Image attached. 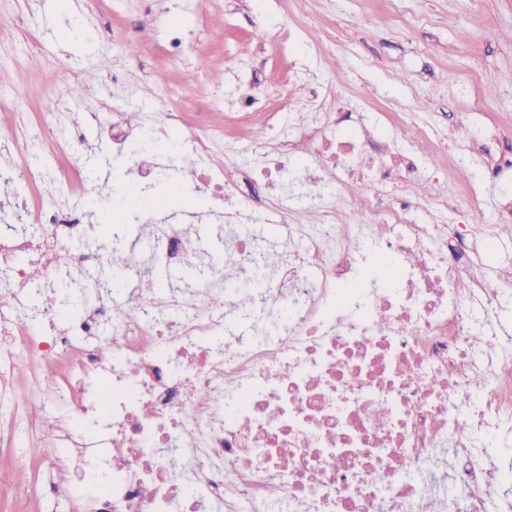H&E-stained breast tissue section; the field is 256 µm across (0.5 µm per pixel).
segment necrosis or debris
<instances>
[{
  "instance_id": "necrosis-or-debris-1",
  "label": "necrosis or debris",
  "mask_w": 512,
  "mask_h": 512,
  "mask_svg": "<svg viewBox=\"0 0 512 512\" xmlns=\"http://www.w3.org/2000/svg\"><path fill=\"white\" fill-rule=\"evenodd\" d=\"M68 106L61 95L40 118L16 113L0 138L1 160L18 145L55 158L15 176L20 226L0 237V354L22 373L29 405L54 398L72 425L106 419L98 437L63 436L61 453L37 463L57 473L73 512H487L503 473L482 443L512 422V353L492 327L512 287L472 272L468 241L486 251L495 239L477 222L478 197L406 196L417 158L383 150L362 107L340 105L313 123L297 113L323 161L304 177L364 191L304 224L268 196L295 142L274 159L250 143L255 165L228 183L211 151L224 131L201 121L187 138L196 177L266 209L285 244L237 237L231 266H215L205 288L147 292L141 262L74 245L90 215L77 202L83 141L62 119ZM460 148L487 153L488 178L512 171L511 134ZM454 210L465 224L437 222ZM195 253L191 234L167 225L150 258L177 266ZM375 254L387 285L367 275ZM62 267L90 286L76 318L32 301L33 282L52 284ZM106 332L107 354L95 342ZM95 474L101 492L80 499Z\"/></svg>"
}]
</instances>
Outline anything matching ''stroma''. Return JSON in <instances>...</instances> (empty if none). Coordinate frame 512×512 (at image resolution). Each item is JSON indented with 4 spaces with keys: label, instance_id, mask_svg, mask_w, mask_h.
Listing matches in <instances>:
<instances>
[{
    "label": "stroma",
    "instance_id": "stroma-1",
    "mask_svg": "<svg viewBox=\"0 0 512 512\" xmlns=\"http://www.w3.org/2000/svg\"><path fill=\"white\" fill-rule=\"evenodd\" d=\"M0 25L24 34L0 41V96L19 94L23 109L38 113L47 111L57 90L85 84L69 117L92 150L112 107L139 136L142 113L171 109L165 92L201 94L224 127V147L214 158L228 181L237 176L247 139L263 141L273 154L284 137L297 134L288 109L278 128L266 129L258 116L239 126L235 93L244 81L258 85L268 108L288 97L298 103L337 95L365 100L370 127L391 128L412 116L444 136L483 138L512 122V0H484L480 13L472 0H176L164 15L153 0H70L64 10L56 0H0ZM174 29L188 35L181 55L166 62L154 57L151 47L167 43ZM202 56L206 75L186 79ZM116 69L125 72L123 85L112 83ZM487 87L495 90L493 112L473 104ZM412 149L422 177L408 184V194L423 196L430 175L447 191L469 187L483 203L481 223L499 228L495 251L477 259L476 270L492 288L512 280V227L498 225L502 187L486 177L482 158L464 153L445 160L421 140ZM127 177L126 159L94 157L81 206L100 212L97 180ZM292 177L284 172L271 197L301 211L303 223L317 221L312 199L326 195L339 208L353 203L351 188L330 192ZM22 383L0 356V469L37 452H56L57 425L67 419L53 399L35 408L17 405ZM71 509L46 477L34 493L0 496V512Z\"/></svg>",
    "mask_w": 512,
    "mask_h": 512
}]
</instances>
